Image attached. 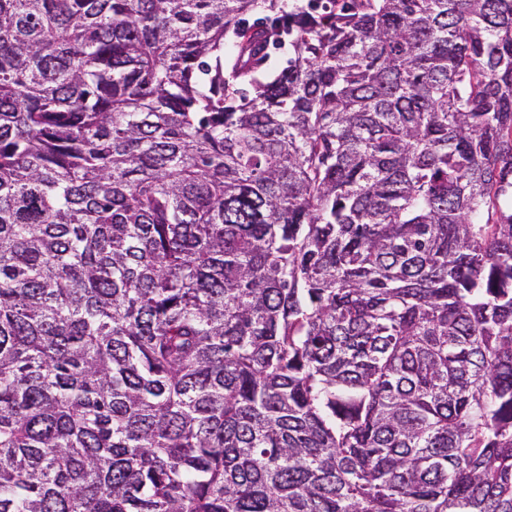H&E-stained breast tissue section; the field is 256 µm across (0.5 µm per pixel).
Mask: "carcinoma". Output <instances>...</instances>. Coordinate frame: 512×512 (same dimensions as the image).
<instances>
[{"label":"carcinoma","instance_id":"obj_1","mask_svg":"<svg viewBox=\"0 0 512 512\" xmlns=\"http://www.w3.org/2000/svg\"><path fill=\"white\" fill-rule=\"evenodd\" d=\"M0 512H512V0H0Z\"/></svg>","mask_w":512,"mask_h":512}]
</instances>
